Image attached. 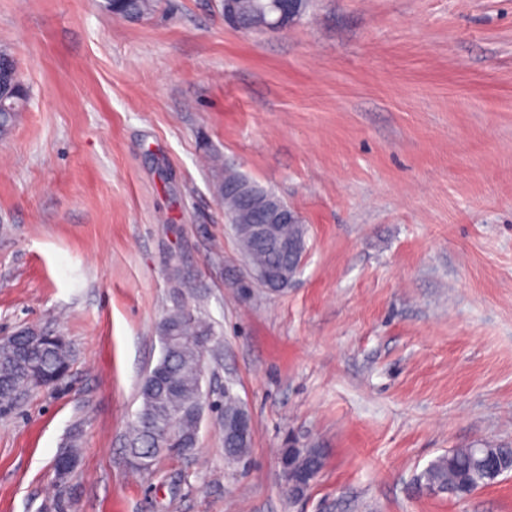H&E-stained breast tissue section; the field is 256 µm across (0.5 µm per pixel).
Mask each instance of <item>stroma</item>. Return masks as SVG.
<instances>
[{
	"label": "stroma",
	"mask_w": 512,
	"mask_h": 512,
	"mask_svg": "<svg viewBox=\"0 0 512 512\" xmlns=\"http://www.w3.org/2000/svg\"><path fill=\"white\" fill-rule=\"evenodd\" d=\"M99 3L0 0L28 93L0 141V338L73 350L0 415V512H512V474L412 488L450 449L512 448V0H313L254 33L219 0ZM208 153L300 216L285 290L250 278ZM174 254L216 332L210 398L252 413L246 464L211 411L194 456L126 451ZM292 437L325 460L299 501ZM158 2V0H104L101 6L120 18L142 19L156 11ZM318 453L317 448H299L293 441L282 448L280 454V475L285 493L289 499L298 500L306 496L311 484V473L301 465V458L307 452Z\"/></svg>",
	"instance_id": "stroma-1"
}]
</instances>
